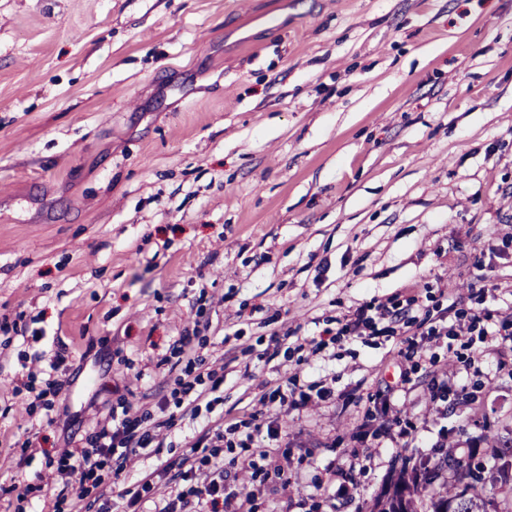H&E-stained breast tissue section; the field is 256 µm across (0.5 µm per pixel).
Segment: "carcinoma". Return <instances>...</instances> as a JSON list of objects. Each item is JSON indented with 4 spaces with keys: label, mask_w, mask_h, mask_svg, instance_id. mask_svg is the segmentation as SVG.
Masks as SVG:
<instances>
[{
    "label": "carcinoma",
    "mask_w": 512,
    "mask_h": 512,
    "mask_svg": "<svg viewBox=\"0 0 512 512\" xmlns=\"http://www.w3.org/2000/svg\"><path fill=\"white\" fill-rule=\"evenodd\" d=\"M487 441L499 462V490L510 492L500 512H512V438L491 434ZM483 462L476 448L464 458L448 453L430 467H411L405 461L375 499L371 512H448L449 504L457 500L464 501L465 512H489V500L480 486Z\"/></svg>",
    "instance_id": "obj_1"
}]
</instances>
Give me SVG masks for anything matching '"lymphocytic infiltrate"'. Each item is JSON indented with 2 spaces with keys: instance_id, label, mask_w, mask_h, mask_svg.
I'll return each instance as SVG.
<instances>
[{
  "instance_id": "lymphocytic-infiltrate-1",
  "label": "lymphocytic infiltrate",
  "mask_w": 512,
  "mask_h": 512,
  "mask_svg": "<svg viewBox=\"0 0 512 512\" xmlns=\"http://www.w3.org/2000/svg\"><path fill=\"white\" fill-rule=\"evenodd\" d=\"M511 257L512 233L490 245L487 257L477 259V284L466 293L455 294L427 280L325 317L317 339L302 337L296 327L284 333L275 330L282 312L274 310L266 318L271 326L269 347L259 350L251 344L246 352L267 362L280 355L298 367L348 341L375 345L385 340L392 343L400 368L398 390H405L422 367L449 361L465 372L466 379L460 384L441 375L433 382L431 400L469 406L475 390L482 387L480 378L469 370L486 350L496 351L499 368L512 366V312L501 305L492 280L497 260ZM206 301V296H199L190 326L161 358L168 367V379L159 401L136 405L128 395H118L75 446L41 453L28 436L12 443L17 466L29 465L40 455L61 480L52 492L35 481L1 487V494L15 498V512H28L37 501L43 502L46 512H112L117 505L122 512H270L256 491L271 482L285 487L292 483L291 452L285 440L288 414L318 402L350 399L355 392H339L322 381L304 384L292 373L268 386L260 409L228 419L216 417L217 408L224 405V369L205 355L212 344L205 333L210 326ZM33 360L35 366L27 373L0 381V401L9 409L24 406L28 419L50 425L59 414L65 382L58 372L66 356L58 351L47 358L34 355ZM39 380L44 383L40 389L35 386ZM204 413L215 415L216 421L194 431L179 454L181 484L176 491L158 496L150 473L125 484L122 474L130 454L163 447L184 419L194 420ZM417 437V427L392 412L389 396H367L358 426L359 445L350 449L348 464L327 467L317 493L284 500L280 512H327L330 502L357 493L359 477L371 469L383 440H400L402 448L408 449ZM231 468L249 472L251 490L226 483L224 475Z\"/></svg>"
}]
</instances>
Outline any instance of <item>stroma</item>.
I'll return each mask as SVG.
<instances>
[{
    "label": "stroma",
    "instance_id": "35a3bbf8",
    "mask_svg": "<svg viewBox=\"0 0 512 512\" xmlns=\"http://www.w3.org/2000/svg\"><path fill=\"white\" fill-rule=\"evenodd\" d=\"M512 226V0H0V316L25 312L40 340L21 351L79 354L53 425L0 414V485L56 476L9 445L78 443L113 389L158 401L112 358L164 353L199 293L211 302L224 411H253L277 362L246 361L230 337H318L315 317L424 280L465 292L496 230ZM468 416L433 404L420 373L397 410L435 461L439 429L466 454L485 431L512 434V373L483 356ZM398 369L387 346L344 343L305 381L373 392ZM359 405L287 417L300 466L270 504L314 493ZM167 449L126 461L130 476L179 470ZM401 466L380 449L360 493L335 512H370ZM9 448H12V454L16 459L18 467L28 466L31 461L40 452V448H36L29 436L22 435L16 439Z\"/></svg>",
    "mask_w": 512,
    "mask_h": 512
}]
</instances>
